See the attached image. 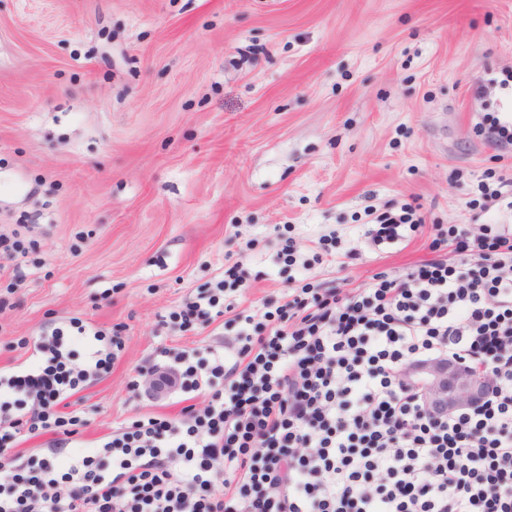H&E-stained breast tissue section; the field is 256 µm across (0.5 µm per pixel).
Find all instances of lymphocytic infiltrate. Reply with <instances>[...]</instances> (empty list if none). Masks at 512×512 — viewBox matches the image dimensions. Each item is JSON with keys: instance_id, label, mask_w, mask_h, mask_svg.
Masks as SVG:
<instances>
[{"instance_id": "lymphocytic-infiltrate-1", "label": "lymphocytic infiltrate", "mask_w": 512, "mask_h": 512, "mask_svg": "<svg viewBox=\"0 0 512 512\" xmlns=\"http://www.w3.org/2000/svg\"><path fill=\"white\" fill-rule=\"evenodd\" d=\"M424 224L383 213L374 244ZM434 255L369 288H290L263 316L231 310L211 363L174 355L184 392H207L187 420L128 419L96 448L59 407L100 378L89 343L70 365L61 329L0 376V512H512V225L437 229ZM431 357L492 377L486 399L436 418L400 368ZM52 450L14 463L21 430Z\"/></svg>"}]
</instances>
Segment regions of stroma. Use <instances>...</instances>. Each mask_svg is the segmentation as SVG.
<instances>
[{
  "instance_id": "obj_1",
  "label": "stroma",
  "mask_w": 512,
  "mask_h": 512,
  "mask_svg": "<svg viewBox=\"0 0 512 512\" xmlns=\"http://www.w3.org/2000/svg\"><path fill=\"white\" fill-rule=\"evenodd\" d=\"M512 0H0V374L44 331L111 337L109 372L70 400L79 440L181 418L202 396L129 383L224 320L172 314L238 266L224 302L366 288L431 257L432 227L512 224L471 207L512 179L487 118L512 113ZM416 208L374 245L375 214ZM296 258L276 259L284 244ZM415 211L411 205H405L401 208V214L385 212L377 217V224H374L373 229H368L366 234L376 245L401 240L407 237L408 231L416 232L425 224L422 217L415 216Z\"/></svg>"
}]
</instances>
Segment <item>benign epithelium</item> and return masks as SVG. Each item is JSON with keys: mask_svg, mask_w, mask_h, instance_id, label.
I'll return each instance as SVG.
<instances>
[{"mask_svg": "<svg viewBox=\"0 0 512 512\" xmlns=\"http://www.w3.org/2000/svg\"><path fill=\"white\" fill-rule=\"evenodd\" d=\"M399 376L418 391L424 408L434 415L450 416L481 403L492 384L484 370L445 357L408 365Z\"/></svg>", "mask_w": 512, "mask_h": 512, "instance_id": "benign-epithelium-1", "label": "benign epithelium"}]
</instances>
